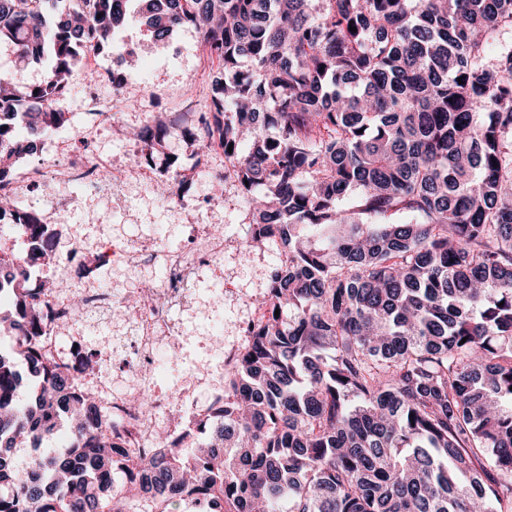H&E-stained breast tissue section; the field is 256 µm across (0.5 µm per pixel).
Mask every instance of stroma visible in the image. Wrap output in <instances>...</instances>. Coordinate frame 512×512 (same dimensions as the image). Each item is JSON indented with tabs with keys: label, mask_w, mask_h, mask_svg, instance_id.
Returning <instances> with one entry per match:
<instances>
[{
	"label": "stroma",
	"mask_w": 512,
	"mask_h": 512,
	"mask_svg": "<svg viewBox=\"0 0 512 512\" xmlns=\"http://www.w3.org/2000/svg\"><path fill=\"white\" fill-rule=\"evenodd\" d=\"M115 42L139 47L140 53L137 64L131 66L117 65L115 56L109 53L97 58L98 67L117 72L122 78L117 92L108 83L96 86L100 96L110 98L111 112L97 116L87 111L85 69L76 67L70 93L60 104L69 113L70 124L45 137L41 153L30 158L28 164L49 168L74 154L85 153L123 172L122 186L106 197L72 182L56 187L55 198L49 199L43 195V186L35 185L26 189L24 196L28 210L39 213L55 233L62 254L79 240L95 244L102 251L131 242L143 250L161 245L176 249L203 234L205 227L223 226L224 255L196 281L192 304L181 316L177 352L163 361L157 377L158 388L172 394L178 382L192 374L198 364L212 360L220 344L238 343L239 324L252 318L265 303L268 276L277 266L279 254L274 248L244 254L243 227L249 216L233 177L192 187V196L204 200L215 197L219 207L204 203L195 210L177 204L180 188L172 173L187 164L193 153L183 137L171 138L151 163L132 162L140 147L127 137L128 129L141 126L157 112L197 110L212 95V81L202 74L209 62L196 31L188 26L180 28L165 44L157 46L133 22L116 34ZM160 276L155 266L132 267L111 258L96 270L70 266L67 280L74 290L94 283L130 292L146 283L157 284ZM212 312L224 321L223 339L213 336L208 319ZM79 330L86 338L82 348H72L67 337L55 339L57 347L75 365L111 345L113 337L123 333L121 325L98 318L80 321Z\"/></svg>",
	"instance_id": "35a3bbf8"
}]
</instances>
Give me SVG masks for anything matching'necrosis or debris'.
Instances as JSON below:
<instances>
[{"mask_svg":"<svg viewBox=\"0 0 512 512\" xmlns=\"http://www.w3.org/2000/svg\"><path fill=\"white\" fill-rule=\"evenodd\" d=\"M224 254V240L207 236L204 243L193 244L178 253L166 250L155 252L153 259L164 268V276L156 290L142 291L127 295L111 288H86L80 290L83 300L81 312H74L70 298L52 297L49 302L51 321L44 345L53 360L69 369L70 361L56 348L54 339L67 336L73 324L79 319L108 316L121 318L124 308L138 309L139 317L125 331L123 340L113 342L112 357L126 362L131 370L130 382L123 394H113L110 383L97 379L95 393L98 404L112 415V433L123 447L135 449L141 456H156L162 451L158 433L168 435L192 432L202 413L190 406L189 401L198 386H207L214 403L224 401L223 379L211 378L208 372L184 384L178 390L177 399L154 391V379L159 370V358L169 350L170 343L181 330L175 314L187 308L193 294V285L198 273L210 266ZM178 410L176 427L168 429L159 426L156 417L159 412Z\"/></svg>","mask_w":512,"mask_h":512,"instance_id":"1","label":"necrosis or debris"}]
</instances>
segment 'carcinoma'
Returning <instances> with one entry per match:
<instances>
[{
	"label": "carcinoma",
	"mask_w": 512,
	"mask_h": 512,
	"mask_svg": "<svg viewBox=\"0 0 512 512\" xmlns=\"http://www.w3.org/2000/svg\"><path fill=\"white\" fill-rule=\"evenodd\" d=\"M136 2L154 41L191 26L223 69L194 124L128 133L140 159L176 135L197 166L232 148L246 249L280 262L198 447L166 437L133 468L44 350L52 293L30 270L56 236L3 192L127 8L0 0V41L51 61L25 90L0 72V512H512V0Z\"/></svg>",
	"instance_id": "carcinoma-1"
}]
</instances>
